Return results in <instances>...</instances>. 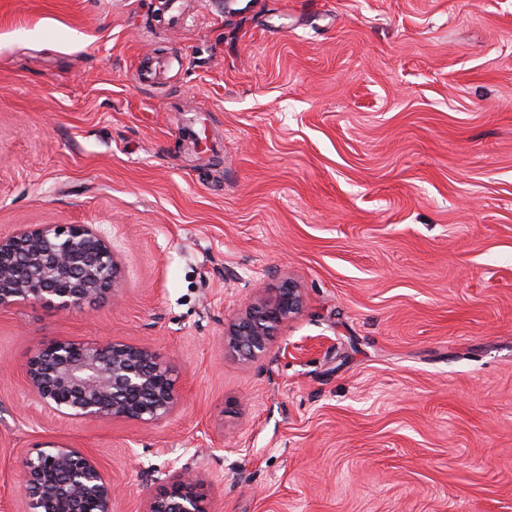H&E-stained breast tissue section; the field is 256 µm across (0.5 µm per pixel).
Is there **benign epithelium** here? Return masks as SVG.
<instances>
[{"label": "benign epithelium", "mask_w": 512, "mask_h": 512, "mask_svg": "<svg viewBox=\"0 0 512 512\" xmlns=\"http://www.w3.org/2000/svg\"><path fill=\"white\" fill-rule=\"evenodd\" d=\"M116 274L112 245L94 224H44L0 236L1 308L32 300L81 308L113 292ZM303 306L302 290L292 281L257 290L224 333V349L256 359ZM26 377L39 406L72 419L157 425L180 402L171 366L152 348L119 340L45 344L29 358ZM19 490L24 512H113L117 495L94 458L56 443L24 461ZM144 512H204L196 476L174 474L146 499Z\"/></svg>", "instance_id": "7a95c632"}]
</instances>
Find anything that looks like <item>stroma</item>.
<instances>
[{"mask_svg": "<svg viewBox=\"0 0 512 512\" xmlns=\"http://www.w3.org/2000/svg\"><path fill=\"white\" fill-rule=\"evenodd\" d=\"M0 0V235L96 224L116 289L0 308V512L50 442L143 512H512V0ZM302 312L244 362L259 288ZM60 339L151 346L166 422L32 406ZM303 306L302 290L292 281L279 288L257 290L245 313L224 333V349L253 361L267 349L276 329ZM144 512H204L196 476L176 472L162 491L146 499Z\"/></svg>", "mask_w": 512, "mask_h": 512, "instance_id": "35a3bbf8", "label": "stroma"}]
</instances>
